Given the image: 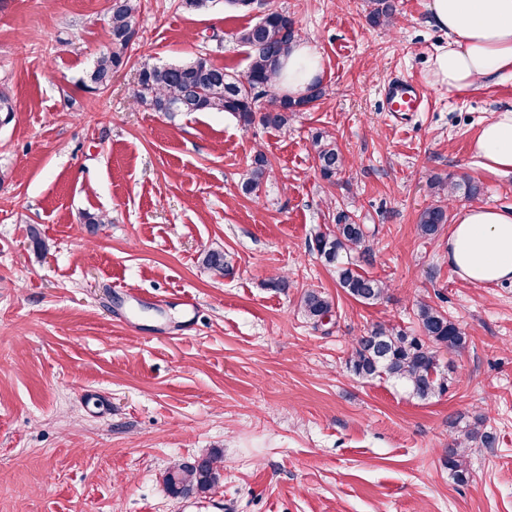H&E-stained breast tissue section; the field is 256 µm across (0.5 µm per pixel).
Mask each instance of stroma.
Returning a JSON list of instances; mask_svg holds the SVG:
<instances>
[{
	"mask_svg": "<svg viewBox=\"0 0 512 512\" xmlns=\"http://www.w3.org/2000/svg\"><path fill=\"white\" fill-rule=\"evenodd\" d=\"M108 2L0 0V512H512V283L462 282L447 230L417 233L441 182L473 179L474 203L512 209V174L471 151L512 109V75L433 85L448 37L429 0H395V25L376 27L367 0H142L127 64L95 91ZM269 9L322 58L326 94L287 129L132 102L144 60L244 74L237 34ZM397 78L425 93L419 111H388ZM320 130L345 159L332 183ZM259 153L271 174L248 195ZM342 212L377 228L359 261L389 286L377 303L348 296L313 248ZM208 249L229 275L202 264ZM309 288L333 302L320 327L300 309ZM419 300L468 338L438 350L448 388L424 400L347 367L372 325L414 328ZM456 418L494 438L468 449L463 483L444 461ZM215 450L213 490L167 493L169 467ZM312 147L320 177L330 183L334 182L345 166V161L339 153L335 139L326 132H316L312 136Z\"/></svg>",
	"mask_w": 512,
	"mask_h": 512,
	"instance_id": "35a3bbf8",
	"label": "stroma"
}]
</instances>
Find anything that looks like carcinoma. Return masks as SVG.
<instances>
[{"mask_svg":"<svg viewBox=\"0 0 512 512\" xmlns=\"http://www.w3.org/2000/svg\"><path fill=\"white\" fill-rule=\"evenodd\" d=\"M141 8V0H112L109 9L111 45L87 72L89 88H108L112 75L128 60L127 53L137 33L136 20ZM369 20L375 25L395 24L393 0H371ZM292 24L288 14L275 10L238 33V39L252 49L248 70L242 78L203 57L164 66L144 63L132 88L131 99L139 106L167 115L174 112H224L245 127L258 121L281 130L288 126L293 113L323 96V89L317 86L307 98L281 99L278 96L277 80L282 59L288 56L291 44L298 36V31L289 29ZM262 98L273 102L275 111H258L257 103ZM312 147L320 177L330 183L336 181L345 161L335 139L319 131L312 136ZM269 174L267 160L263 154H257L242 189L248 194L255 192ZM460 190L469 199H476L481 194L480 185L471 180L440 186L446 197ZM447 222L448 207L435 205L421 213L417 232L422 238L432 239ZM375 233L376 228L359 224L350 215L342 213L337 217L335 230L319 232L314 237L318 255L336 267L340 288L368 304L383 299L388 291L387 284L355 271L347 257L352 253H368L369 238ZM203 264L221 277L231 269V263L220 250L205 251ZM300 308L309 320L318 324L331 313L332 301L323 292L311 288L303 293ZM416 316L418 328L415 331L379 323L370 330L371 340L358 337L347 362L349 369L362 378L386 376L402 381L420 399L444 390L448 379L442 376L438 349H463L467 336L444 312L424 301L417 302ZM492 443V437L480 432L477 422L461 428L455 447L448 449L446 458V464L458 481L467 480L466 449ZM219 478L218 454L211 451L191 461L174 464L166 472L164 482L171 495L187 497L212 490Z\"/></svg>","mask_w":512,"mask_h":512,"instance_id":"obj_1","label":"carcinoma"}]
</instances>
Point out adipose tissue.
<instances>
[{
    "label": "adipose tissue",
    "instance_id": "obj_1",
    "mask_svg": "<svg viewBox=\"0 0 512 512\" xmlns=\"http://www.w3.org/2000/svg\"><path fill=\"white\" fill-rule=\"evenodd\" d=\"M435 26L448 45L433 58L431 82L459 94L477 82L512 74V0H430ZM321 57L308 43H295L280 73V86L296 95L318 78ZM473 151L482 169L512 172V109L480 128ZM448 262L466 283L512 281V209H462L448 233Z\"/></svg>",
    "mask_w": 512,
    "mask_h": 512
}]
</instances>
